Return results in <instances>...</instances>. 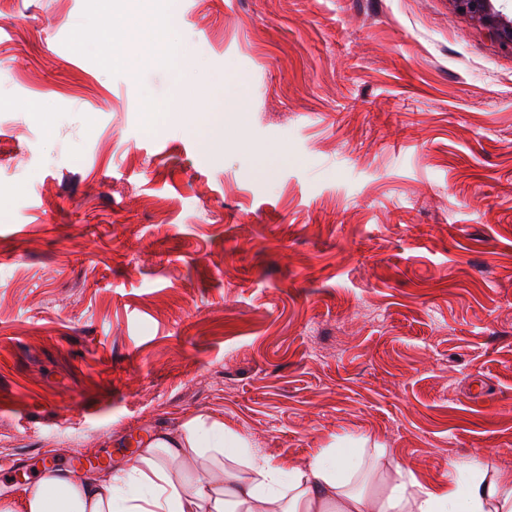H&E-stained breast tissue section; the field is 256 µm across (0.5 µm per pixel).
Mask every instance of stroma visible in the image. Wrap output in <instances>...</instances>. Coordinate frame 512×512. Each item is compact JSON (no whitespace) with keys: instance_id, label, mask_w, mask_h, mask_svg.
<instances>
[{"instance_id":"stroma-1","label":"stroma","mask_w":512,"mask_h":512,"mask_svg":"<svg viewBox=\"0 0 512 512\" xmlns=\"http://www.w3.org/2000/svg\"><path fill=\"white\" fill-rule=\"evenodd\" d=\"M124 20L0 5V498L202 413L288 469L511 468L512 49L450 0H156L134 66Z\"/></svg>"}]
</instances>
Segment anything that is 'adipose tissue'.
Returning <instances> with one entry per match:
<instances>
[{"label":"adipose tissue","mask_w":512,"mask_h":512,"mask_svg":"<svg viewBox=\"0 0 512 512\" xmlns=\"http://www.w3.org/2000/svg\"><path fill=\"white\" fill-rule=\"evenodd\" d=\"M128 3L125 32L136 64L164 52L167 39L161 29L143 24L151 0ZM365 445L360 439L346 451L323 450L305 467L288 471L246 436L201 414L178 432L146 437L138 467L91 479L47 470L22 504L0 499V512H512V469L488 473L474 454L449 463L447 483L430 489L397 465L373 490ZM191 453L209 454L222 468V479L193 486L175 481L169 462Z\"/></svg>","instance_id":"1"}]
</instances>
